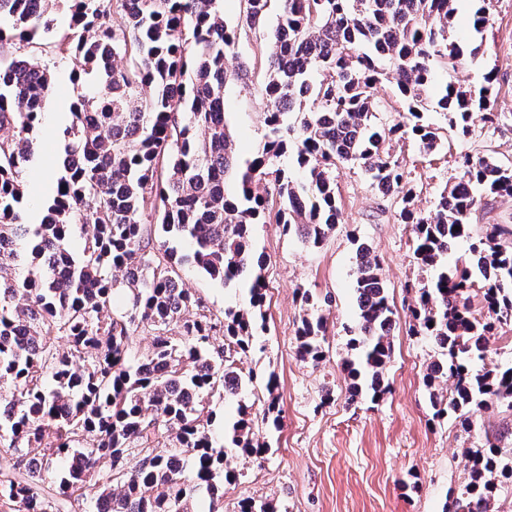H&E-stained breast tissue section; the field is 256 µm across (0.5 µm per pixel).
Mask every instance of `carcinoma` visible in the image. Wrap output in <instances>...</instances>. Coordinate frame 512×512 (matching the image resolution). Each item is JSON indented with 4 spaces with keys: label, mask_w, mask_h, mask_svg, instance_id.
<instances>
[{
    "label": "carcinoma",
    "mask_w": 512,
    "mask_h": 512,
    "mask_svg": "<svg viewBox=\"0 0 512 512\" xmlns=\"http://www.w3.org/2000/svg\"><path fill=\"white\" fill-rule=\"evenodd\" d=\"M222 0H0V512H193L206 490L222 512L224 484L239 474L229 449L258 456L247 413L211 433L215 396L253 384L241 359L265 330L267 283L253 228L274 222L317 247L339 223L332 176L358 165L383 195L399 199L414 225V256L434 275L417 288V333L441 352L424 376L437 418L493 406L512 411V364L484 360L496 324L512 319V243L491 224L468 258L448 268L450 246L469 237L482 198L512 194V166L466 156L461 180L433 211L411 207L386 144L412 134L425 153L440 141L423 121L433 63L456 67L448 40L455 0H281L260 58L265 113L261 148L240 168L224 113L225 59L241 30L224 22ZM270 0H241L244 27L263 26ZM67 8L69 28L55 13ZM44 54L75 55L70 119L55 134L64 172L40 223L25 219V169L40 153L36 130L51 94ZM392 80L405 112L388 127L373 88ZM492 76L479 90L449 84L436 101L462 135L498 121ZM293 150L302 181L280 165ZM273 186L276 205L258 190ZM80 235L83 251L67 247ZM183 241L182 254L170 245ZM164 248V257L155 250ZM359 322L344 364L349 399L385 392L394 311L370 248L357 246ZM190 264L224 286L243 283L250 308L219 317L179 287ZM475 291L486 315L473 311ZM298 353L324 357L326 319L309 291ZM153 331L135 352L134 332ZM224 336L216 345L212 339ZM452 380L444 389L441 383ZM266 423L279 429L278 382L265 380ZM467 482L449 512H495L512 465L499 448H467Z\"/></svg>",
    "instance_id": "carcinoma-1"
}]
</instances>
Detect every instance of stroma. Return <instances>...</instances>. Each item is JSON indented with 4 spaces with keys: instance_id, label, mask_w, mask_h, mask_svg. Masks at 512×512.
Wrapping results in <instances>:
<instances>
[{
    "instance_id": "35a3bbf8",
    "label": "stroma",
    "mask_w": 512,
    "mask_h": 512,
    "mask_svg": "<svg viewBox=\"0 0 512 512\" xmlns=\"http://www.w3.org/2000/svg\"><path fill=\"white\" fill-rule=\"evenodd\" d=\"M455 8L448 36L463 54L456 70L435 67L431 95L439 97L450 83L481 86L489 75L495 107L506 118L462 137L432 108L424 120L441 134L435 151L421 153L409 137L392 140L390 153L405 172L418 210H432L442 191L459 181L463 156L484 155L512 165V0H491L489 21L479 32L471 25L472 0H457ZM75 69L71 57L51 66L54 92L38 131L43 157L23 176L33 221L40 217L35 200L54 188V131L69 118ZM268 106L261 92L244 90L234 80L225 84V119L241 160L250 159L263 144ZM333 178L342 221L320 246L283 234L275 223L254 227V247L267 260L268 331L256 336L242 367L260 376L276 374L281 428L272 431L263 420L261 384L216 400V435H223L225 422L234 421L245 403L252 407L255 437L269 444L258 458L232 455L239 481L224 488V512H240L246 497L271 502L278 512H443L447 499L467 480L462 448H481L495 437L502 460L512 461V413L500 407L475 413L467 431L451 417L433 420L424 376L439 351L429 337L413 332L409 307L414 296L406 291L408 284L427 277L413 254V228L401 221L396 200L383 199L361 168L338 165ZM490 224L512 228V196L495 197L472 212L470 237L451 248L449 262L467 255L470 238L483 235ZM360 241L377 255L396 311L387 390L376 402L367 394L350 399L343 367L346 344L358 321L355 250ZM182 277L214 313L249 304L245 289L224 287L192 266L183 267ZM304 289L331 299L324 308L325 356L315 365L297 356L295 334L304 315Z\"/></svg>"
}]
</instances>
